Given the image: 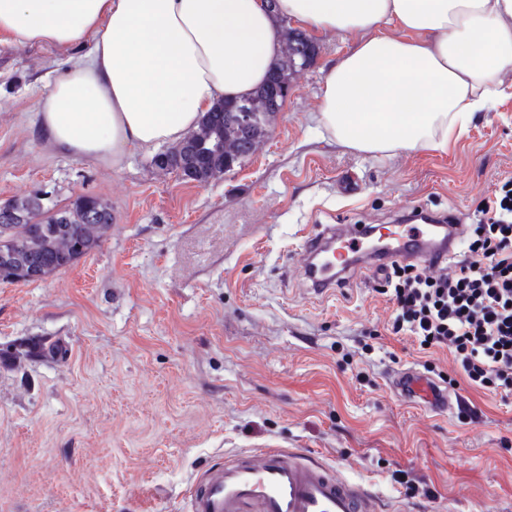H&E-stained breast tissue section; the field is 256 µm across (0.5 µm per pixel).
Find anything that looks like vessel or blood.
<instances>
[{
	"label": "vessel or blood",
	"instance_id": "obj_1",
	"mask_svg": "<svg viewBox=\"0 0 512 512\" xmlns=\"http://www.w3.org/2000/svg\"><path fill=\"white\" fill-rule=\"evenodd\" d=\"M367 226L327 224L309 236L295 256L307 288L322 295L364 272L384 273L388 263L413 262L434 270L455 254L461 226L456 217L442 224H399L390 243L368 244ZM392 386L403 399H421L431 409L452 410L447 390L415 370L395 374ZM188 512H385L381 500L340 478L307 452L291 449L240 451L192 479Z\"/></svg>",
	"mask_w": 512,
	"mask_h": 512
}]
</instances>
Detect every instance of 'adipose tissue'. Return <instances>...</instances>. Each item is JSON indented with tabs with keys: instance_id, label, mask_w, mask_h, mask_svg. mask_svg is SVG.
Returning <instances> with one entry per match:
<instances>
[{
	"instance_id": "1",
	"label": "adipose tissue",
	"mask_w": 512,
	"mask_h": 512,
	"mask_svg": "<svg viewBox=\"0 0 512 512\" xmlns=\"http://www.w3.org/2000/svg\"><path fill=\"white\" fill-rule=\"evenodd\" d=\"M278 16L353 40L324 77L318 124L365 154L446 148L512 69V0H278L273 15L260 0H0V44L76 55L37 101L40 130L117 167L263 83Z\"/></svg>"
}]
</instances>
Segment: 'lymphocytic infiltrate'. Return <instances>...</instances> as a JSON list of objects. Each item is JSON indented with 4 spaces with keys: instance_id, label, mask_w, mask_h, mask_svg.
<instances>
[{
    "instance_id": "obj_1",
    "label": "lymphocytic infiltrate",
    "mask_w": 512,
    "mask_h": 512,
    "mask_svg": "<svg viewBox=\"0 0 512 512\" xmlns=\"http://www.w3.org/2000/svg\"><path fill=\"white\" fill-rule=\"evenodd\" d=\"M471 225L453 274L392 265L383 293L394 305V334L421 349L446 347L470 386L512 391V186L488 200Z\"/></svg>"
}]
</instances>
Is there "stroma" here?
<instances>
[{"label": "stroma", "mask_w": 512, "mask_h": 512, "mask_svg": "<svg viewBox=\"0 0 512 512\" xmlns=\"http://www.w3.org/2000/svg\"><path fill=\"white\" fill-rule=\"evenodd\" d=\"M308 36L315 59L268 137L206 184L159 170L153 148L109 168L48 144L36 102L63 57L0 44V203L92 195L113 215L75 266L0 283V512H184L198 470L272 445L405 512H512V393L470 387L448 348L392 334L377 278L317 296L292 265L320 224L388 225L418 205L476 222L512 180V104L476 113L447 150L365 156L317 122L325 71L351 43ZM45 338L64 355L34 353ZM408 368L474 415L397 397L390 379Z\"/></svg>", "instance_id": "35a3bbf8"}]
</instances>
